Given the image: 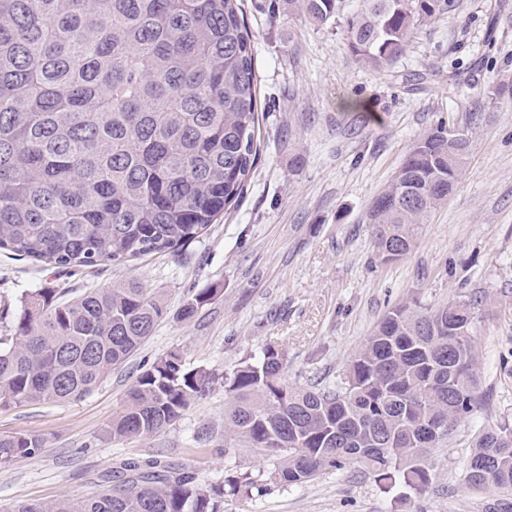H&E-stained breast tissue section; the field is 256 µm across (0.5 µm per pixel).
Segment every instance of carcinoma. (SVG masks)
<instances>
[{"instance_id":"cac0c4a2","label":"carcinoma","mask_w":512,"mask_h":512,"mask_svg":"<svg viewBox=\"0 0 512 512\" xmlns=\"http://www.w3.org/2000/svg\"><path fill=\"white\" fill-rule=\"evenodd\" d=\"M288 0L334 25L375 72L454 0ZM254 40L240 0H0V249L54 267L175 251L235 207L260 155ZM468 134L439 126L412 143L371 201L376 257L405 256L469 159ZM0 300V409L77 401L151 336L165 307L134 281ZM484 298L389 309L339 381L290 386L266 345L219 376L171 351L144 368L107 427L114 439L176 424L224 384V434L276 458L268 472L198 483L155 459L121 464L84 499L14 512H224V502L360 466L403 501L431 484L430 450L482 399L476 324ZM36 433L0 437V466L39 454ZM468 487L512 495V417L472 440Z\"/></svg>"}]
</instances>
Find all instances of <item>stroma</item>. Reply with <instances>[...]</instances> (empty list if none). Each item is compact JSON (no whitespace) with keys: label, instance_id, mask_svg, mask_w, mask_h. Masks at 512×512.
<instances>
[{"label":"stroma","instance_id":"1","mask_svg":"<svg viewBox=\"0 0 512 512\" xmlns=\"http://www.w3.org/2000/svg\"><path fill=\"white\" fill-rule=\"evenodd\" d=\"M272 0H244L254 35L261 158L237 207L176 252L120 265L56 269L0 250V293L59 288L74 296L136 280L162 294L167 313L153 335L77 402L0 409V436L38 433L31 459L0 467V512L21 502L86 498L117 461L150 455L190 466L198 482L226 470L271 471L274 458L224 437V390L214 389L175 425L146 438L112 440L103 429L142 367L180 350L188 366L232 369L272 344L286 354L288 385L336 380L391 307L417 295L437 306L479 294L477 325L486 400L432 451L433 481L410 512H485L493 496L470 489L463 460L481 428L512 414V0H454L421 26L403 56L372 72L343 35L304 18L268 23ZM374 112L362 122L359 111ZM468 132L466 172L433 211L411 252L375 257L371 200L399 169L418 135L437 125ZM218 294L182 315L191 299ZM225 512H400L354 469L226 501Z\"/></svg>","mask_w":512,"mask_h":512}]
</instances>
